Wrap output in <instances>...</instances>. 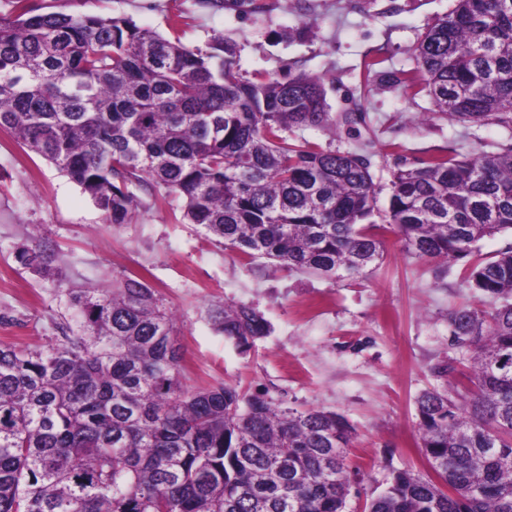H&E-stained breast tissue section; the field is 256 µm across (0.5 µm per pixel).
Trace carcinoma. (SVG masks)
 <instances>
[{
    "label": "carcinoma",
    "instance_id": "cac0c4a2",
    "mask_svg": "<svg viewBox=\"0 0 512 512\" xmlns=\"http://www.w3.org/2000/svg\"><path fill=\"white\" fill-rule=\"evenodd\" d=\"M15 4L0 17V131L111 224L162 189L224 247L331 279L364 273L389 231L407 253L448 262L512 231V144L405 160L382 206L364 155L291 138L336 127L319 76L251 81L222 38L189 46L125 17ZM413 56L404 83L433 115L512 130V0H454ZM18 259L38 273L50 263L38 244ZM463 279L485 298L448 314L471 387L416 399L423 457L443 469L391 471L364 512H512V246ZM64 308L62 336L0 344V512H346L344 416L184 386L177 318L135 273L72 290ZM211 318L244 351L268 334L246 305Z\"/></svg>",
    "mask_w": 512,
    "mask_h": 512
}]
</instances>
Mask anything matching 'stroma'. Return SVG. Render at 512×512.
<instances>
[{
	"mask_svg": "<svg viewBox=\"0 0 512 512\" xmlns=\"http://www.w3.org/2000/svg\"><path fill=\"white\" fill-rule=\"evenodd\" d=\"M29 2L41 12L126 17L191 46L223 37L247 79L258 72L319 75L338 123L331 133L305 128L303 137L363 154L381 185L403 157L512 143V131L498 126L417 119L430 100L412 95L403 79L415 68L412 50L427 23L452 0H221L216 8L199 0ZM350 112L359 117L351 126L342 121ZM37 242L52 251L45 274L17 258ZM466 265L416 258L390 234L366 273L320 277L242 257L201 226L183 223L179 205L147 194L128 223L112 224L54 165L0 132V344L37 348L62 335L67 289L141 274L179 317L186 387L236 385L350 422L348 463L362 481L347 512H361L392 470L428 471L415 400L462 379L436 377L432 368L462 357L449 341V311L483 305L463 280ZM221 303L256 308L269 334L240 353L208 318Z\"/></svg>",
	"mask_w": 512,
	"mask_h": 512,
	"instance_id": "stroma-1",
	"label": "stroma"
}]
</instances>
